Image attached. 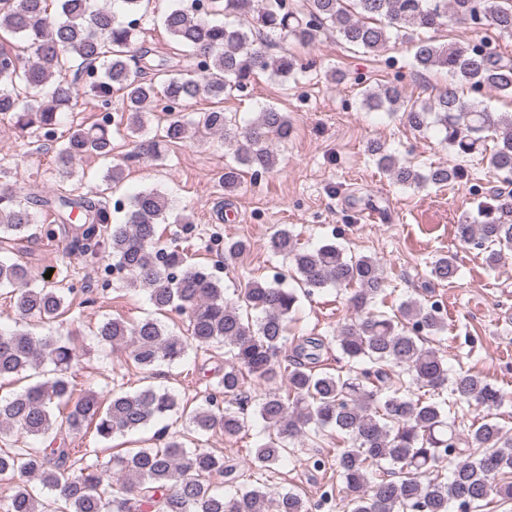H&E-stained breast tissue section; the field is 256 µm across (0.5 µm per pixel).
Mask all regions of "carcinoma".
<instances>
[{
	"label": "carcinoma",
	"instance_id": "cac0c4a2",
	"mask_svg": "<svg viewBox=\"0 0 512 512\" xmlns=\"http://www.w3.org/2000/svg\"><path fill=\"white\" fill-rule=\"evenodd\" d=\"M121 14L96 0H0V121L26 131L34 129L56 145L57 175L74 176L73 160L86 154L112 157V128H124L135 139L132 158L166 160L170 147L189 139L220 135L237 143L224 163L219 181L225 191L241 184L242 175L267 174L279 165L272 141H285L293 125L288 114L267 105L246 128L224 109L185 119L190 101L199 97L221 104L247 89L260 74L290 78L307 65L298 55L272 53L266 37L313 45L332 30L347 45L379 55L394 40L406 44L410 64L422 71L446 70L457 86L432 99L411 101L404 86L388 82L362 91L369 111L401 112L414 131L439 128L442 141L458 155L478 154L488 168L512 174V113L493 112L457 90L490 88L512 97V60L471 44L436 42L432 33L455 20L488 26L512 38V0H207L199 11L180 0L160 17L175 44L159 58L139 36V22L150 13L151 0H116ZM219 15L237 23H221ZM21 38L26 53L6 48ZM86 85L103 106L112 94L122 96V115L59 133L62 113L77 106L78 89ZM31 90L44 93L35 106ZM161 112V131L141 138L147 113ZM491 140L493 146L485 145ZM368 151L377 168L394 183L417 188L443 187L460 171L438 164L426 172L388 153L373 142ZM123 180L121 165H110L103 188L74 196L61 188L50 197H20L0 191V248L7 250L28 237L36 216L55 214L47 237L67 233L66 211L79 210L81 224L71 233L69 250L81 257L112 256L126 273L127 287L149 293L155 313L186 317L180 336L149 315L135 323L111 319L94 333L97 344L128 353L135 366L152 372L162 363L181 360L194 343L224 351L220 386L189 414V431H221L235 437L245 427L252 400L246 380L268 386L253 416L262 425L248 468L239 470L205 448L189 447L184 436L164 420L185 410L166 388L148 385L114 393L104 400L93 387L76 389L69 371L76 350L60 336H38L33 322L51 326L67 312L62 288L37 285L27 264L0 259V288L11 289L18 322L0 330V383L28 378L27 387L0 395V442L23 439V445L0 448V479L15 484L0 500V512H310V501L295 491L279 492L269 483L308 432L326 427L347 440L334 465L350 493L346 512H463L478 509L496 495L512 500V432L494 420L504 395L486 378L469 371L448 373L439 354L426 346L445 327L435 301L408 299L392 318L373 306L386 296L380 261L348 256L334 244L314 250L297 246L288 226L276 228L269 250L290 259L293 278L311 295L327 287H351L356 316L332 337L346 362L332 373L322 367L329 339L307 336L291 359L280 355L288 341V321L299 296L282 280L246 283L243 303L224 297V285L175 248L158 246V226L173 222L191 231L187 217H171L164 193L151 188L112 208L111 194ZM481 221L456 225L460 244H480L494 266L512 250V191L498 193L479 206ZM241 239L224 241V267L244 252ZM456 257L442 255L430 275L451 282ZM257 316H252V313ZM47 363L51 371L43 370ZM286 382L285 392L274 387ZM449 391L454 404L474 405L485 415L467 432L448 417L447 400L424 399ZM154 433L135 448H122L108 461L87 462L71 447L72 438L92 429L101 442L137 433ZM390 466L388 477L373 472ZM451 469V475L439 472ZM236 484L224 493V481Z\"/></svg>",
	"mask_w": 512,
	"mask_h": 512
}]
</instances>
